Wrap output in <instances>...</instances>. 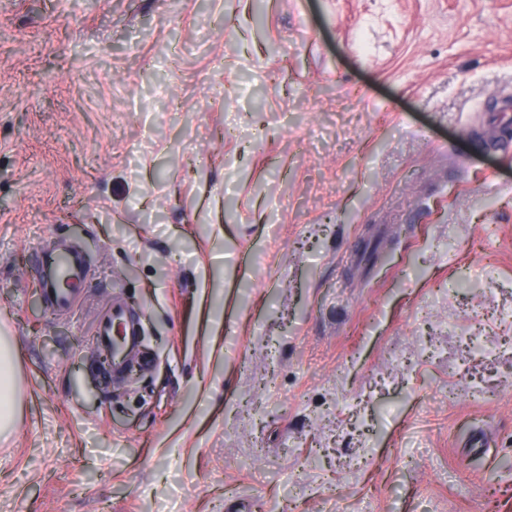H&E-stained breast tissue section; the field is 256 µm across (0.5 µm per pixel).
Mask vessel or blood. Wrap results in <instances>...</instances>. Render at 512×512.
I'll list each match as a JSON object with an SVG mask.
<instances>
[{
  "instance_id": "obj_1",
  "label": "vessel or blood",
  "mask_w": 512,
  "mask_h": 512,
  "mask_svg": "<svg viewBox=\"0 0 512 512\" xmlns=\"http://www.w3.org/2000/svg\"><path fill=\"white\" fill-rule=\"evenodd\" d=\"M34 268L48 307L71 311L76 304L75 288L83 287L89 277L81 248L64 240L46 243L35 253ZM96 341L99 350L111 351V378L121 381L133 349L142 343V324L124 301L113 299L98 322Z\"/></svg>"
}]
</instances>
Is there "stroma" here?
I'll return each instance as SVG.
<instances>
[{
	"mask_svg": "<svg viewBox=\"0 0 512 512\" xmlns=\"http://www.w3.org/2000/svg\"><path fill=\"white\" fill-rule=\"evenodd\" d=\"M508 310L512 0H0V512H512ZM34 268L47 306L59 312L71 311L77 296L69 285L82 288L89 277L81 248L64 240L46 243L35 252ZM96 336L100 351H112V383L120 382L133 349L142 343L141 322L124 301L114 297L98 322Z\"/></svg>",
	"mask_w": 512,
	"mask_h": 512,
	"instance_id": "obj_1",
	"label": "stroma"
}]
</instances>
